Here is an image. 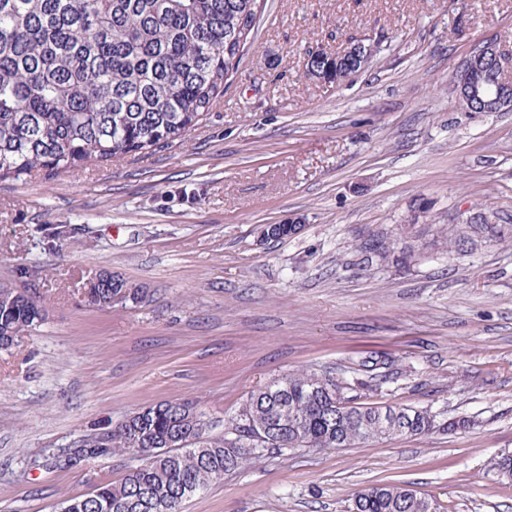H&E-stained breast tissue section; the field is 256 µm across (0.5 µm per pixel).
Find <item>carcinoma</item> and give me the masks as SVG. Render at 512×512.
<instances>
[{
    "label": "carcinoma",
    "mask_w": 512,
    "mask_h": 512,
    "mask_svg": "<svg viewBox=\"0 0 512 512\" xmlns=\"http://www.w3.org/2000/svg\"><path fill=\"white\" fill-rule=\"evenodd\" d=\"M263 0H0V178L36 168L68 172L179 141L209 112L237 72ZM473 60L472 78L512 95V56ZM340 84L359 72L348 52L313 61ZM509 222L490 207L472 213L453 243L499 238ZM88 304L141 303L146 290L107 271L88 282ZM45 319L42 302L0 288V348ZM471 426L429 409L365 402L346 381L294 372L252 390L213 433L189 399L162 401L84 435L85 448L139 464L118 483L61 501L56 512H181L182 503L251 460L295 448L356 444ZM30 468L64 470L48 454ZM491 469L512 479V454ZM351 512H440L402 484L357 491Z\"/></svg>",
    "instance_id": "carcinoma-1"
}]
</instances>
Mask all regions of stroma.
Returning a JSON list of instances; mask_svg holds the SVG:
<instances>
[{
  "label": "stroma",
  "instance_id": "1",
  "mask_svg": "<svg viewBox=\"0 0 512 512\" xmlns=\"http://www.w3.org/2000/svg\"><path fill=\"white\" fill-rule=\"evenodd\" d=\"M360 35L379 46L364 70L305 76L309 50ZM481 38L512 51V0H264L237 73L185 139L1 178L0 284L40 296L46 318L0 348V512H54L119 482L134 459L25 468L98 424L181 398L221 422L297 370L472 425L273 453L182 512H347L383 482L442 512H512V480L490 468L512 452V239L460 253L440 234L482 205L512 214V111H466L451 84ZM291 221L296 235L261 240ZM408 223L394 251L370 249ZM58 225L68 235L48 242ZM104 270L145 301L85 304ZM371 359L378 373L361 370Z\"/></svg>",
  "mask_w": 512,
  "mask_h": 512
}]
</instances>
